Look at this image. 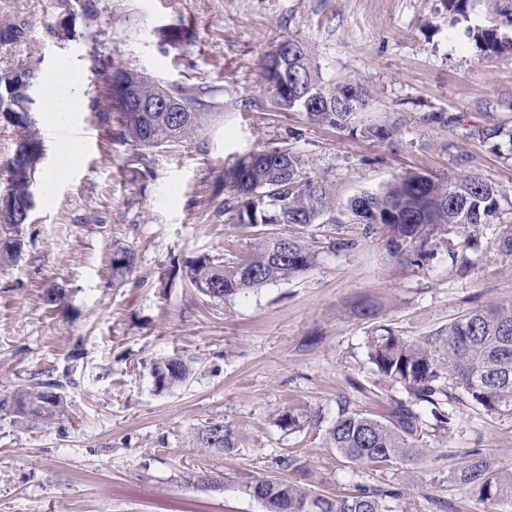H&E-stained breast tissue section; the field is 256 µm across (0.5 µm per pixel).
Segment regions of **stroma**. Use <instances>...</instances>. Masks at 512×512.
<instances>
[{"label": "stroma", "mask_w": 512, "mask_h": 512, "mask_svg": "<svg viewBox=\"0 0 512 512\" xmlns=\"http://www.w3.org/2000/svg\"><path fill=\"white\" fill-rule=\"evenodd\" d=\"M86 18L76 0H0V22L24 20V42L0 47V68L29 56L61 69L80 89L81 106L48 124L44 86L30 116L43 144L37 176L64 163L79 140L78 162L56 174L53 198L38 197L17 263L0 267V393L40 373L63 379L69 412L51 426L0 414V512H263L243 490L282 473L325 495L353 483L400 489L415 512H512L481 503L448 473L449 450L482 449L512 468V415L461 413L452 436L423 437L426 455L387 470L352 467L322 444L323 434L282 431L292 407L330 425L340 408L379 414L397 388L376 385L366 341L375 325L423 336L482 306L512 303V259L495 241L512 226V57L482 51L472 27L512 40V0H470L465 15L443 0H101ZM192 27L179 43L164 33ZM284 38L303 42L325 79L361 84L370 120L396 121L392 141L312 123L306 113L270 103L261 55ZM112 59L168 84L222 85L224 108L196 136L137 151L110 141L88 105L103 89L98 67ZM498 124L504 136L472 137ZM289 145L308 154L311 173L339 197L380 189L395 176L438 179L477 174L501 191L500 211L467 270L448 263L455 235L437 238L423 262L391 255L381 231L344 225L349 249L323 247L318 265L229 302L187 288V261L243 256L255 229L227 223L222 176L254 150ZM136 265L112 278V253ZM63 284L57 302L46 294ZM375 308V320L360 313ZM190 355L193 375L159 391L157 358ZM212 420L238 430L233 454L192 447ZM296 466L278 470L275 460ZM223 476L216 491L195 475Z\"/></svg>", "instance_id": "obj_1"}]
</instances>
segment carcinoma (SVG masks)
Segmentation results:
<instances>
[{
	"label": "carcinoma",
	"instance_id": "1",
	"mask_svg": "<svg viewBox=\"0 0 512 512\" xmlns=\"http://www.w3.org/2000/svg\"><path fill=\"white\" fill-rule=\"evenodd\" d=\"M479 47L496 55L512 52V42L501 40L496 30L476 27L470 31ZM25 22L0 24V45L24 41ZM41 59L0 70V124L21 130L17 147L29 150L27 165L40 168L43 146L30 116L29 88L40 76ZM261 73L274 107L297 109L319 125L360 132L377 140L391 138L395 123L382 120L365 124L361 114L369 99L356 82L336 83L323 78L306 46L284 39L261 58ZM103 91L92 100L94 122L112 141L135 150L166 146L190 137L208 118L217 114L216 100L224 88L202 83L192 87L164 84L121 63L102 64ZM136 76L133 105L123 83ZM307 154L293 147L251 151L224 168V216L230 224L252 227L280 226L278 232L259 233L244 258L205 256L189 263V286L212 300L230 301L252 289L286 281L317 264L315 246L288 235V225L361 224L367 233L380 229L394 252L413 249L418 259L437 235L453 233L457 248L448 250L451 264L465 267L468 252L479 246L486 226L499 211L500 190L474 175L442 181L422 173L395 177L376 191H363L345 199L323 178L308 174ZM4 195L20 203L27 198V173L7 169ZM0 223V266L16 261L24 251L23 226ZM134 256L119 249L112 256L115 282L131 272ZM368 359L380 378L399 386L404 397L391 402L386 414L339 411L325 431L324 444L353 466L385 469L412 461L424 449L414 442L429 430L451 432L463 411L486 414L512 413V304L473 309L425 336L405 337L382 325L367 340ZM193 358L162 357L153 367L159 390L189 379ZM63 381L35 377L27 384L0 395V412L18 421L46 425L67 413ZM321 421L302 409H290L278 426L297 432ZM242 444L239 434L224 422L212 420L197 430L192 447L233 453ZM448 480L469 490L482 501L512 500V469L494 464L482 450L463 456ZM266 500L264 512H398L402 493L393 486L355 484L341 498L325 497L276 475L253 480L245 492L255 490Z\"/></svg>",
	"mask_w": 512,
	"mask_h": 512
}]
</instances>
